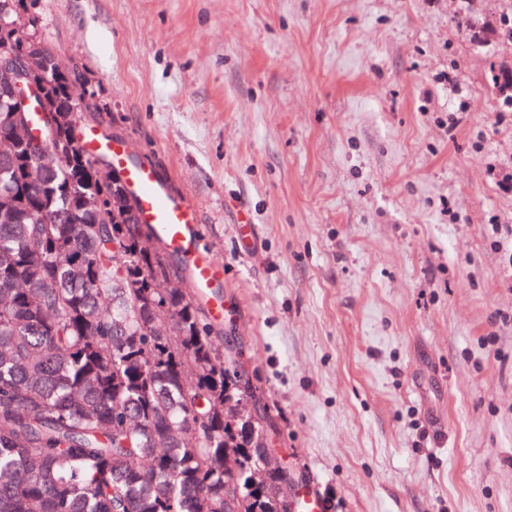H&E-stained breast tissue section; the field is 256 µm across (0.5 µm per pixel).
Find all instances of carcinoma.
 I'll list each match as a JSON object with an SVG mask.
<instances>
[{"mask_svg": "<svg viewBox=\"0 0 512 512\" xmlns=\"http://www.w3.org/2000/svg\"><path fill=\"white\" fill-rule=\"evenodd\" d=\"M37 3L0 8L33 28ZM24 48L64 125L39 162L0 105V512H287L291 473L246 431L277 424L242 352L199 293L171 287L188 266L137 222L120 177H98L69 68Z\"/></svg>", "mask_w": 512, "mask_h": 512, "instance_id": "carcinoma-1", "label": "carcinoma"}]
</instances>
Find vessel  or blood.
Returning a JSON list of instances; mask_svg holds the SVG:
<instances>
[{
    "label": "vessel or blood",
    "instance_id": "1",
    "mask_svg": "<svg viewBox=\"0 0 512 512\" xmlns=\"http://www.w3.org/2000/svg\"><path fill=\"white\" fill-rule=\"evenodd\" d=\"M82 143L91 153L104 152L110 156L113 167L124 174L137 197L142 223L150 225L169 249L179 252L188 261L195 290L209 288L221 275L222 268L199 252L196 221L190 204L172 195L149 165L131 163L124 145H106L90 134L84 135Z\"/></svg>",
    "mask_w": 512,
    "mask_h": 512
}]
</instances>
